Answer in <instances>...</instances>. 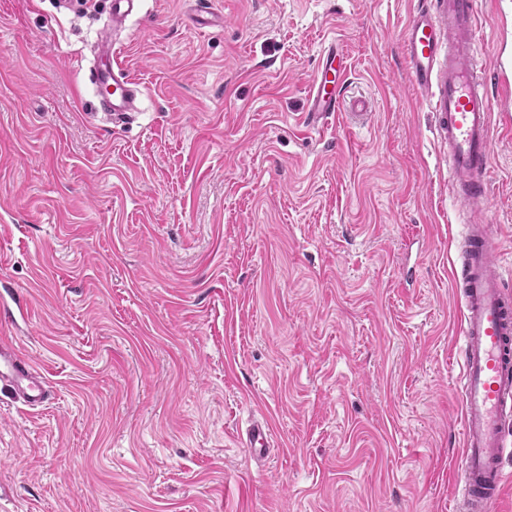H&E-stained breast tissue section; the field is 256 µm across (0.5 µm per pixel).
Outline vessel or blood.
<instances>
[{"mask_svg": "<svg viewBox=\"0 0 512 512\" xmlns=\"http://www.w3.org/2000/svg\"><path fill=\"white\" fill-rule=\"evenodd\" d=\"M476 0H431L410 19L404 51L415 90L438 115V134L447 149L448 188L460 208L481 214L488 198L492 110L512 118V55L499 51L492 69L478 57ZM98 89H110L104 103L113 122L136 112L141 86L123 71L110 38H102L91 74ZM348 81L347 54L325 46L307 93L304 122L321 129L342 107ZM468 244L452 276L461 290L463 347L454 360L461 374L459 402L463 454L455 480L460 512H492L512 475V290L494 263L497 242L488 225L468 227ZM10 388L32 409L50 399L45 375L16 344L0 342V387ZM269 428L254 422L244 444L252 457L269 451Z\"/></svg>", "mask_w": 512, "mask_h": 512, "instance_id": "vessel-or-blood-1", "label": "vessel or blood"}]
</instances>
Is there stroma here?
<instances>
[{"label": "stroma", "mask_w": 512, "mask_h": 512, "mask_svg": "<svg viewBox=\"0 0 512 512\" xmlns=\"http://www.w3.org/2000/svg\"><path fill=\"white\" fill-rule=\"evenodd\" d=\"M109 5L0 0V339L52 395L0 391V512H454L469 217L405 60L422 0H211L202 29L140 0L123 125L89 82ZM332 41L345 114L311 132ZM491 155L512 284V131ZM269 428L265 422L256 421L248 429L244 441L252 457L266 456L269 451Z\"/></svg>", "instance_id": "obj_1"}]
</instances>
